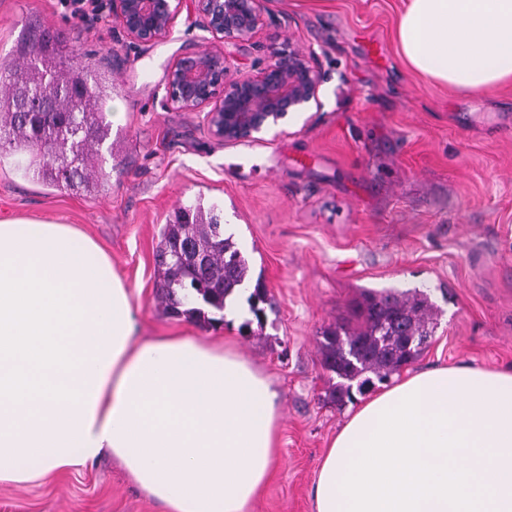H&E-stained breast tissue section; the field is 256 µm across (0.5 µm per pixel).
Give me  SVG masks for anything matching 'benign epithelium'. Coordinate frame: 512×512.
Listing matches in <instances>:
<instances>
[{"mask_svg": "<svg viewBox=\"0 0 512 512\" xmlns=\"http://www.w3.org/2000/svg\"><path fill=\"white\" fill-rule=\"evenodd\" d=\"M197 14L217 42L247 41L260 23V0H112L125 36L144 45L167 39L183 10ZM321 77L311 54L276 53L262 68L242 73L218 50L186 47L169 64V103L203 112L209 133L224 142L254 138L288 115L319 103Z\"/></svg>", "mask_w": 512, "mask_h": 512, "instance_id": "1", "label": "benign epithelium"}]
</instances>
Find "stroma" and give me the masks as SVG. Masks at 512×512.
<instances>
[{"instance_id": "obj_1", "label": "stroma", "mask_w": 512, "mask_h": 512, "mask_svg": "<svg viewBox=\"0 0 512 512\" xmlns=\"http://www.w3.org/2000/svg\"><path fill=\"white\" fill-rule=\"evenodd\" d=\"M404 0H262L247 42L215 44L183 13L171 36H124L111 0H0V56L30 24L64 35L92 79L112 85L108 186L57 191L0 161V220L71 224L112 259L132 295L136 336L228 343L267 374L280 400L278 466L253 512H315L330 441L362 393L339 403L321 362L327 329L356 327L365 293L419 289L437 313L429 347L400 377L434 367L512 369V90L459 94L405 70L392 31ZM377 43L381 57L367 54ZM186 44L219 46L248 72L291 47L313 54L319 103L256 138H213L200 112L166 98L165 71ZM307 164H297L301 155ZM218 204L262 317L239 296L218 325L165 313L154 254L164 224L193 202ZM0 512H164L104 456L47 481L0 483Z\"/></svg>"}]
</instances>
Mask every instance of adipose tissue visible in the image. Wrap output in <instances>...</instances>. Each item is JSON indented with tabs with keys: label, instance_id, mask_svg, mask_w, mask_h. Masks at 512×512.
Segmentation results:
<instances>
[{
	"label": "adipose tissue",
	"instance_id": "obj_1",
	"mask_svg": "<svg viewBox=\"0 0 512 512\" xmlns=\"http://www.w3.org/2000/svg\"><path fill=\"white\" fill-rule=\"evenodd\" d=\"M405 66L458 92L512 87V0H405ZM130 291L87 234L0 220V482L109 453L167 512H252L275 474L279 394L230 345L137 339ZM316 512H512V370L435 368L360 404Z\"/></svg>",
	"mask_w": 512,
	"mask_h": 512
}]
</instances>
